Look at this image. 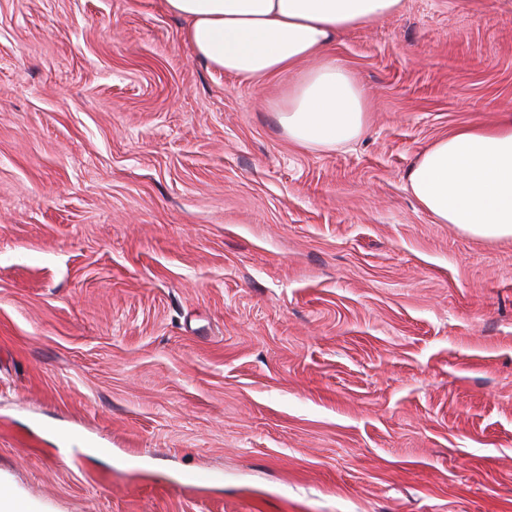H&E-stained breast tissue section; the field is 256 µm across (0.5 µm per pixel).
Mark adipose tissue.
Instances as JSON below:
<instances>
[{
	"label": "adipose tissue",
	"mask_w": 512,
	"mask_h": 512,
	"mask_svg": "<svg viewBox=\"0 0 512 512\" xmlns=\"http://www.w3.org/2000/svg\"><path fill=\"white\" fill-rule=\"evenodd\" d=\"M184 18L186 41L214 70L259 84L294 80L274 106L289 141L332 150L357 140L367 124L364 93L328 47L336 33L391 17L403 0H165ZM408 186L439 224L468 235L512 239V119L466 126L420 154Z\"/></svg>",
	"instance_id": "1"
}]
</instances>
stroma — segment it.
Wrapping results in <instances>:
<instances>
[{
	"label": "stroma",
	"mask_w": 512,
	"mask_h": 512,
	"mask_svg": "<svg viewBox=\"0 0 512 512\" xmlns=\"http://www.w3.org/2000/svg\"><path fill=\"white\" fill-rule=\"evenodd\" d=\"M164 0H0V484L33 512H512V239L407 173L512 111V0L337 35L311 151ZM209 473L190 489L188 477Z\"/></svg>",
	"instance_id": "35a3bbf8"
}]
</instances>
